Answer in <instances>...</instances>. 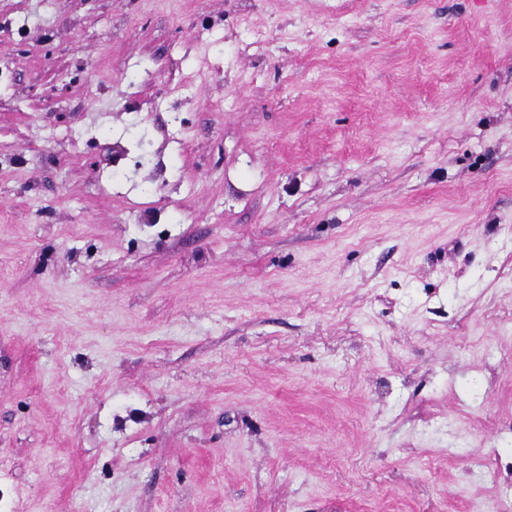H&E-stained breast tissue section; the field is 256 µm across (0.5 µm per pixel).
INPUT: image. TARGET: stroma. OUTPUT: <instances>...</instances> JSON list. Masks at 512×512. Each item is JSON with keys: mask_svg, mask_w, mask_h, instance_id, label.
Segmentation results:
<instances>
[{"mask_svg": "<svg viewBox=\"0 0 512 512\" xmlns=\"http://www.w3.org/2000/svg\"><path fill=\"white\" fill-rule=\"evenodd\" d=\"M512 0H0V512H491Z\"/></svg>", "mask_w": 512, "mask_h": 512, "instance_id": "obj_1", "label": "stroma"}]
</instances>
